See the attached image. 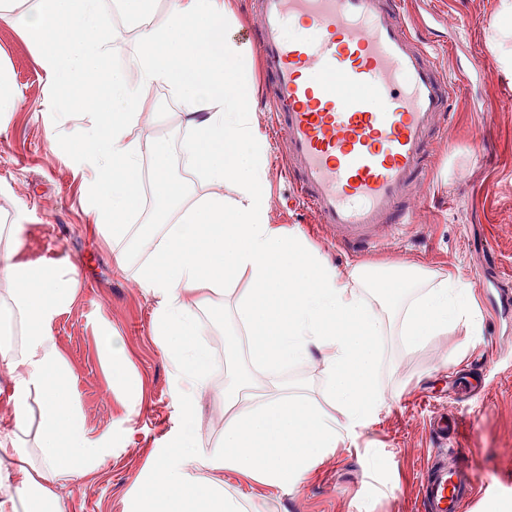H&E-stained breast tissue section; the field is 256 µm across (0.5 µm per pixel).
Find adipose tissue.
Instances as JSON below:
<instances>
[{"mask_svg":"<svg viewBox=\"0 0 512 512\" xmlns=\"http://www.w3.org/2000/svg\"><path fill=\"white\" fill-rule=\"evenodd\" d=\"M226 13L224 0H168L121 51L99 33L100 0H0V22L38 49L57 91L62 111L53 133L90 174L93 222L118 265L155 301L153 334L176 380L175 451L154 459L126 512H260L225 485V474L272 489L301 482L386 403L376 380L382 337L416 346L468 316L469 292L450 274L413 269L383 281L359 270L342 275L298 236L270 224L265 141L251 120L244 65L224 37ZM158 84L184 107L181 162L208 184L201 198L167 178V141L133 135L160 121L142 108ZM76 111L90 112L92 127H69ZM148 157L164 208L155 223L133 224ZM227 181L237 186L236 199H225ZM19 231L0 226V313L12 323L0 336L8 414L0 425V512H43L60 506L72 479L110 458L121 434L89 438L69 395L75 373L50 332L78 279L21 256ZM237 275L245 287H236ZM224 305L247 341L250 370L246 381L229 375L218 385L205 341L213 328L201 314ZM105 351L112 391L134 408L123 343L112 338ZM291 361L319 369L340 416L275 382Z\"/></svg>","mask_w":512,"mask_h":512,"instance_id":"obj_1","label":"adipose tissue"}]
</instances>
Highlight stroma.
I'll use <instances>...</instances> for the list:
<instances>
[{
  "instance_id": "obj_1",
  "label": "stroma",
  "mask_w": 512,
  "mask_h": 512,
  "mask_svg": "<svg viewBox=\"0 0 512 512\" xmlns=\"http://www.w3.org/2000/svg\"><path fill=\"white\" fill-rule=\"evenodd\" d=\"M422 10L439 14L423 38L437 49L443 68L459 63L448 46L456 27L472 52L479 77L462 86L448 133L435 145L430 176L413 202L414 223L378 230L379 244L356 255L336 241L335 233L299 205L284 176L281 131L268 111L257 53L244 37L254 24L253 0H228L224 35L246 63L254 93L252 119L267 136L265 204L270 223L304 239L339 273L362 269L384 274L395 268H421L459 278L471 294V316L448 335L406 347L400 337H385L378 381L400 389L367 422L335 448L297 487L277 491L225 475L228 485L261 502L266 512H419L417 484L436 449L427 432L435 409L454 403L452 381L470 364L481 365V396L469 404L468 422L457 446L480 484L512 479V313L503 314L478 278L490 259L512 270V73L491 43L499 0H421ZM0 64L9 67L25 106L0 135V225L22 214V251L58 269L77 272L80 287L72 304L50 324L65 360L77 375L74 395L92 437L118 429L122 441L112 457L80 479L64 502V512H124L128 498L143 482L153 459L165 453L179 424L173 405L174 379L152 333L154 300L120 270L110 245L90 217L88 180L62 147L50 146L57 95L38 61V52L18 31L0 23ZM141 139L170 143L168 174L203 194L200 177L179 159L184 132L173 124L139 127ZM120 337L131 373L143 388L137 414L114 402L104 339Z\"/></svg>"
}]
</instances>
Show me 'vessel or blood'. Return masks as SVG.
Segmentation results:
<instances>
[{"mask_svg":"<svg viewBox=\"0 0 512 512\" xmlns=\"http://www.w3.org/2000/svg\"><path fill=\"white\" fill-rule=\"evenodd\" d=\"M253 36L269 104L285 132L286 172L302 203L359 252L377 225L410 224L406 203L425 174L441 130L452 120L459 84L408 21L404 0H256ZM306 23L302 39L286 34ZM466 416L439 411L429 422L436 446L461 433ZM478 482L464 455L429 459L418 497L422 512H470Z\"/></svg>","mask_w":512,"mask_h":512,"instance_id":"obj_1","label":"vessel or blood"}]
</instances>
